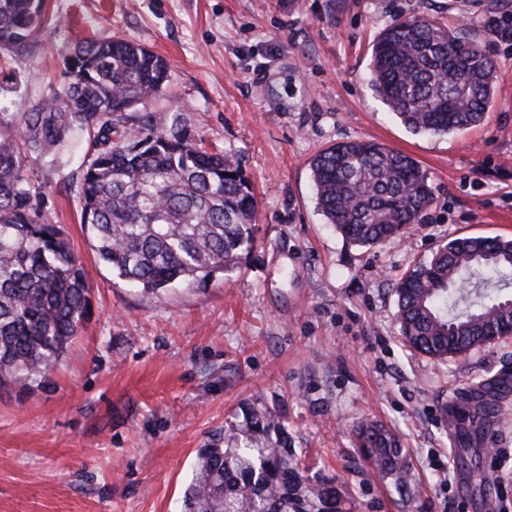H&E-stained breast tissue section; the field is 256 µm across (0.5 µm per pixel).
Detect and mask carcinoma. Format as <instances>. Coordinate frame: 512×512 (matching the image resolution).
Wrapping results in <instances>:
<instances>
[{"label":"carcinoma","instance_id":"cac0c4a2","mask_svg":"<svg viewBox=\"0 0 512 512\" xmlns=\"http://www.w3.org/2000/svg\"><path fill=\"white\" fill-rule=\"evenodd\" d=\"M45 0H0V50L28 40ZM53 93L0 116V388L43 386L83 328L90 289L64 230L43 212L31 154L87 144L77 190L81 224L100 261L147 293L190 288L252 258L257 200L238 158L208 151L186 123L135 108L161 98L164 58L121 38L78 41ZM496 63L483 43L422 15L398 19L372 45L371 87L416 134L480 124ZM316 206L352 245L402 236L434 201L428 174L377 142L333 144L310 160ZM406 343L446 360L512 332V239L457 237L395 284ZM499 415L489 401L461 431L478 438ZM244 434L201 450L184 512H347L336 479L305 474L278 414L252 406ZM357 456L408 486L395 435L357 425Z\"/></svg>","mask_w":512,"mask_h":512}]
</instances>
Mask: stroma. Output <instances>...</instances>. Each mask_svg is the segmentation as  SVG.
<instances>
[{"mask_svg": "<svg viewBox=\"0 0 512 512\" xmlns=\"http://www.w3.org/2000/svg\"><path fill=\"white\" fill-rule=\"evenodd\" d=\"M37 36L0 59V114L56 87L82 37L131 40L165 58L191 133L239 158L257 193L259 261L196 288L133 289L100 263L76 189L85 146L30 155L43 210L68 234L91 315L45 387L0 390V512H181L202 448L275 410L309 476L336 478L350 512H497L512 502V337L438 361L406 347L394 284L439 241L512 238V0H46ZM422 14L481 39L498 70L479 126L415 134L368 85L372 44ZM374 141L428 172L434 203L404 236L347 244L318 212L320 150ZM504 409L458 430L472 398ZM400 438L398 492L356 459L355 426ZM494 472L495 486L480 476ZM478 412L469 420V425L460 434L467 441L478 438L486 429V421L490 417L499 415V410L489 401H482L478 404Z\"/></svg>", "mask_w": 512, "mask_h": 512, "instance_id": "obj_1", "label": "stroma"}]
</instances>
